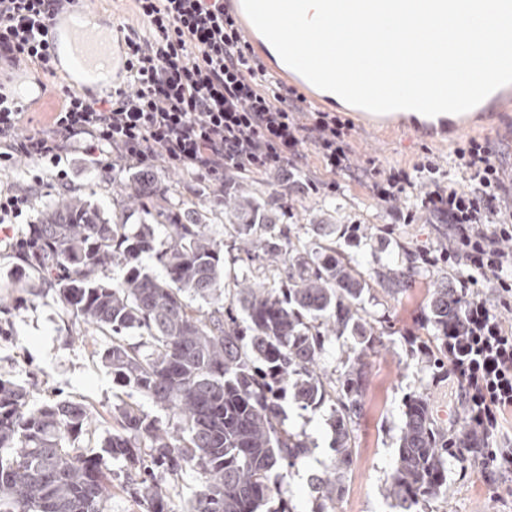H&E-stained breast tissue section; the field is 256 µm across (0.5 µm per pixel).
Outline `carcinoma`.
<instances>
[{
	"mask_svg": "<svg viewBox=\"0 0 512 512\" xmlns=\"http://www.w3.org/2000/svg\"><path fill=\"white\" fill-rule=\"evenodd\" d=\"M224 199L208 209L170 201L168 187L130 174L112 198V219L82 196L47 206L13 247L24 271L19 287L33 297L53 290L86 329L109 339L95 351L111 370L112 424L94 436L89 404L58 400L29 407V390L0 377V512H107L110 463H123V484L143 512H168L159 474L199 469L188 512H259L280 495L272 471L312 455L315 444L287 430L281 401L292 391L305 410L338 406L335 456L313 481L316 512H337L353 460L351 425L363 408L368 358L384 348L365 318L369 283L336 248L330 231L298 246L279 226L273 199L224 178ZM134 212L139 222L128 224ZM223 215L237 254L224 256L209 214ZM162 274L150 275L143 256ZM270 262L282 288L254 275L233 279L224 304L226 261ZM114 266L125 269L114 282ZM377 283L389 295L409 287L414 266L382 264ZM466 289L440 281L428 291L426 326L435 357L448 366V337L465 332ZM201 300L207 308L194 307ZM355 341L344 372L320 367L324 338ZM136 392L167 423L127 401ZM468 410L453 436L433 419L426 394L410 396L396 463L382 490L395 512H418L448 491V456L486 477L484 437Z\"/></svg>",
	"mask_w": 512,
	"mask_h": 512,
	"instance_id": "cac0c4a2",
	"label": "carcinoma"
}]
</instances>
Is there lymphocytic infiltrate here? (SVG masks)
I'll return each mask as SVG.
<instances>
[{"label": "lymphocytic infiltrate", "mask_w": 512, "mask_h": 512, "mask_svg": "<svg viewBox=\"0 0 512 512\" xmlns=\"http://www.w3.org/2000/svg\"><path fill=\"white\" fill-rule=\"evenodd\" d=\"M149 30L128 29L125 76L107 99L59 85L49 132H23V101L0 87V163L22 157L56 167L66 184L68 155L98 172H151L164 163L190 175L213 196L224 175L266 176L301 196L333 193L347 175L387 204L398 224L425 214L447 224L449 260L490 278L512 301V178L487 142L455 147L467 188L446 181L437 156L412 167L357 164L346 137L350 123L305 107V99L252 57L224 0H134ZM58 0H0V60L54 74L50 30ZM314 154L325 174L317 181L298 166ZM464 339L449 337V377L464 388L484 437L512 406V333L483 300L469 298Z\"/></svg>", "instance_id": "obj_1"}]
</instances>
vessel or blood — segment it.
Wrapping results in <instances>:
<instances>
[{
	"label": "vessel or blood",
	"instance_id": "b4317fda",
	"mask_svg": "<svg viewBox=\"0 0 512 512\" xmlns=\"http://www.w3.org/2000/svg\"><path fill=\"white\" fill-rule=\"evenodd\" d=\"M242 26L254 55L267 63L270 70L289 86L296 88L311 102H321L318 88L281 61H272L269 41L253 26L242 6V0H225ZM52 52L73 89L84 90L93 81L102 90H111L112 61L120 60L123 49L114 40L113 26L101 23L97 10L86 0H67L62 19L52 29ZM481 109L502 112L512 108V84L503 86L480 104Z\"/></svg>",
	"mask_w": 512,
	"mask_h": 512
}]
</instances>
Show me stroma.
<instances>
[{"mask_svg": "<svg viewBox=\"0 0 512 512\" xmlns=\"http://www.w3.org/2000/svg\"><path fill=\"white\" fill-rule=\"evenodd\" d=\"M357 163L372 160L384 167L411 166L429 149L441 160H448L454 146L429 140L408 127L385 131L354 125L349 137ZM43 183L32 198L34 209L62 200L64 194L92 193V201L104 214H112L115 185L101 175L75 162L68 190H61L55 171L43 168ZM336 194L296 198L291 214L285 218L293 239L309 242L317 222L335 225L331 239L336 248L368 274L379 263L406 265L411 252L437 256L448 246V227L426 215L412 224H392L385 204L368 189L348 177H339ZM349 224L369 225L371 240L355 242L345 233ZM25 225H13L8 239L0 241V283L10 286L6 317L7 337H0V375L28 384L30 403L40 406L56 393L95 405L100 416H108L116 386L111 371L93 356L90 347L77 339L82 326L58 302L54 293L38 299L14 288L11 240L20 238ZM460 270L440 261L421 268L411 288L391 296L380 285H372L365 296L368 319L381 334L387 349L369 358L364 406L352 431L354 457L347 491L338 512H392L381 489L396 460L398 440L404 421L405 404L410 395L423 392L430 399L433 416L446 431L458 428L469 406L463 390L447 373L433 365L431 353L412 346L408 336H427L423 326L427 290L436 280L459 281ZM285 426L306 435L317 448L313 456L297 465L281 481V497L296 512H315L317 505L309 485L311 474L321 472L332 455L331 405L310 412L294 401L283 403ZM432 512H512V473L504 472L486 481L457 463L448 467V491L431 502Z\"/></svg>", "mask_w": 512, "mask_h": 512, "instance_id": "stroma-1", "label": "stroma"}]
</instances>
